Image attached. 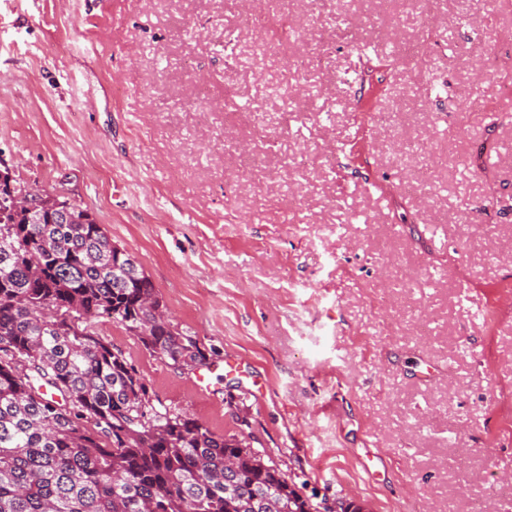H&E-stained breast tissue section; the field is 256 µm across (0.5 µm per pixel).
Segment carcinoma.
<instances>
[{"mask_svg": "<svg viewBox=\"0 0 512 512\" xmlns=\"http://www.w3.org/2000/svg\"><path fill=\"white\" fill-rule=\"evenodd\" d=\"M0 191V512H311L235 435L155 399L91 321L199 367L197 338L160 319L135 256L87 210L14 179Z\"/></svg>", "mask_w": 512, "mask_h": 512, "instance_id": "1", "label": "carcinoma"}]
</instances>
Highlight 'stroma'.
Listing matches in <instances>:
<instances>
[{
	"label": "stroma",
	"instance_id": "obj_1",
	"mask_svg": "<svg viewBox=\"0 0 512 512\" xmlns=\"http://www.w3.org/2000/svg\"><path fill=\"white\" fill-rule=\"evenodd\" d=\"M238 11L0 0V169L103 224L217 364L94 320L164 405L219 435L248 417L313 504L469 512L512 477V0H292V39ZM353 38L387 66L361 76ZM199 83L206 122L183 110ZM301 84L319 96L281 113L270 88Z\"/></svg>",
	"mask_w": 512,
	"mask_h": 512
}]
</instances>
